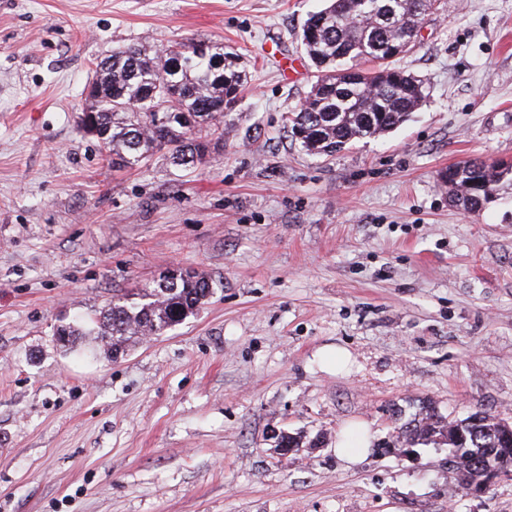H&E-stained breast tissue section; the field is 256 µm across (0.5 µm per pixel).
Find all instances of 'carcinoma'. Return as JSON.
Masks as SVG:
<instances>
[{
  "instance_id": "carcinoma-1",
  "label": "carcinoma",
  "mask_w": 512,
  "mask_h": 512,
  "mask_svg": "<svg viewBox=\"0 0 512 512\" xmlns=\"http://www.w3.org/2000/svg\"><path fill=\"white\" fill-rule=\"evenodd\" d=\"M434 5L435 0H328L310 15L300 40L317 76L288 113L291 139L313 155L333 156L408 121L422 101V84L392 66L397 56L391 48L411 52ZM248 77L241 56L222 41L189 39L161 51L141 41L97 65L80 127L114 167L139 168L166 149L173 165L190 170L223 138L224 112ZM440 182L462 210L476 211L501 185L512 187V165L474 158L442 173ZM211 290L205 274L175 270L135 297H112L87 326H59L56 336L63 343L91 336L116 355L135 338L160 336L179 324ZM396 439L448 446L462 489L493 470L512 471V429L488 412L450 420L427 410L396 428Z\"/></svg>"
}]
</instances>
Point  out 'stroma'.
Returning <instances> with one entry per match:
<instances>
[{
  "label": "stroma",
  "mask_w": 512,
  "mask_h": 512,
  "mask_svg": "<svg viewBox=\"0 0 512 512\" xmlns=\"http://www.w3.org/2000/svg\"><path fill=\"white\" fill-rule=\"evenodd\" d=\"M324 4L0 0V512H512V479L468 494L447 447L393 439L427 402L512 423V193L466 214L438 180L512 160V0H437L396 61L423 82L411 119L332 157L286 128ZM188 38L249 66L220 147L113 170L77 125L96 63ZM175 268L213 294L163 335L56 342ZM339 347L350 372L322 369ZM371 437L365 427H358L356 430L341 435L336 441V456L346 466L356 465L367 448H370Z\"/></svg>",
  "instance_id": "obj_1"
}]
</instances>
